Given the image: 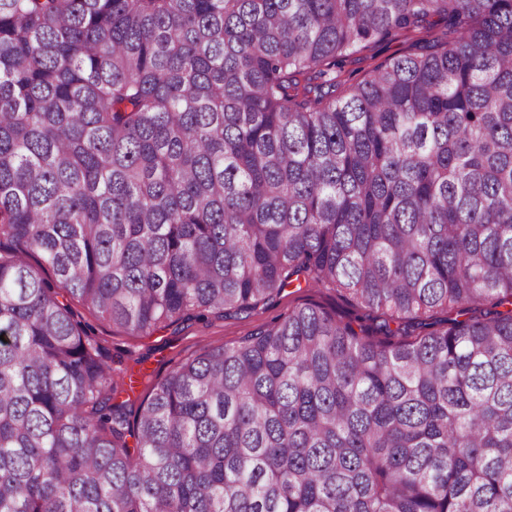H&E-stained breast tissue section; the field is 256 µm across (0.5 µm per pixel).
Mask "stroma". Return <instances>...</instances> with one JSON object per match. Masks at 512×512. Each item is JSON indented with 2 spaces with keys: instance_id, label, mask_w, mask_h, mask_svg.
I'll return each instance as SVG.
<instances>
[{
  "instance_id": "1",
  "label": "stroma",
  "mask_w": 512,
  "mask_h": 512,
  "mask_svg": "<svg viewBox=\"0 0 512 512\" xmlns=\"http://www.w3.org/2000/svg\"><path fill=\"white\" fill-rule=\"evenodd\" d=\"M445 23H428L425 28L393 34L387 40L368 45L338 65L339 80L353 84L368 78L373 68L388 58L414 53L417 43L444 40ZM314 303L336 312L346 319H356L357 309L347 297L333 290L294 288L259 304L255 309L227 315L193 320L178 326L160 329L146 336H130L112 326L80 301L71 307L78 321L87 325L92 336L102 346L105 361L117 376L137 379L135 398L143 400L154 384L165 378L172 369L203 348L219 345L234 346L244 337L272 324L297 306Z\"/></svg>"
}]
</instances>
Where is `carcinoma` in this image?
Returning <instances> with one entry per match:
<instances>
[{
    "mask_svg": "<svg viewBox=\"0 0 512 512\" xmlns=\"http://www.w3.org/2000/svg\"><path fill=\"white\" fill-rule=\"evenodd\" d=\"M296 282L376 333L296 307L138 406L59 300ZM0 512H512V0H0ZM424 26V29L395 33L383 42L361 48L336 67V76L349 84L360 82L368 78L375 66L388 58L416 52L418 42L444 40L447 32L445 23L431 22Z\"/></svg>",
    "mask_w": 512,
    "mask_h": 512,
    "instance_id": "cac0c4a2",
    "label": "carcinoma"
}]
</instances>
